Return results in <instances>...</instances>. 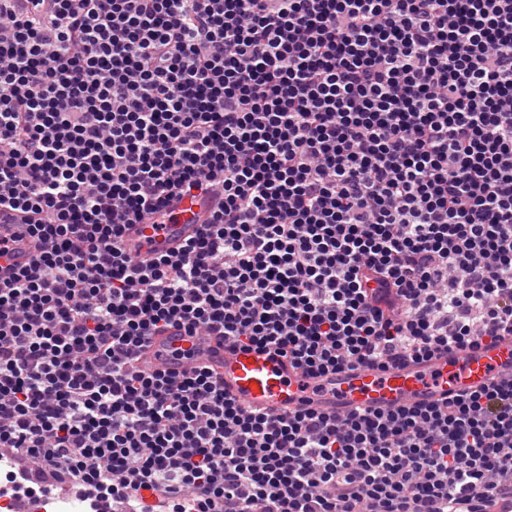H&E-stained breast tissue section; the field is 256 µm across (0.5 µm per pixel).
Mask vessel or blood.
<instances>
[{
  "label": "vessel or blood",
  "mask_w": 512,
  "mask_h": 512,
  "mask_svg": "<svg viewBox=\"0 0 512 512\" xmlns=\"http://www.w3.org/2000/svg\"><path fill=\"white\" fill-rule=\"evenodd\" d=\"M210 198L185 196L174 201L162 224H132L124 245L136 260L172 251L195 236L209 216ZM151 368L181 373L192 361L204 362L224 378V391L245 407L282 412L302 404L326 414L378 410L404 403L431 404L483 387L490 377L512 378V336L476 350L442 353L425 363L406 362L386 370L355 368L309 381L283 357L242 350L220 336H190L180 327L151 337L143 355ZM56 484L45 479L30 497L0 493L7 512H45Z\"/></svg>",
  "instance_id": "1"
}]
</instances>
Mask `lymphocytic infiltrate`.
Listing matches in <instances>:
<instances>
[{"label":"lymphocytic infiltrate","instance_id":"obj_1","mask_svg":"<svg viewBox=\"0 0 512 512\" xmlns=\"http://www.w3.org/2000/svg\"><path fill=\"white\" fill-rule=\"evenodd\" d=\"M219 196L149 262L127 225ZM0 448L89 512H496L512 380L252 412L178 325L317 379L512 336V0H0Z\"/></svg>","mask_w":512,"mask_h":512}]
</instances>
